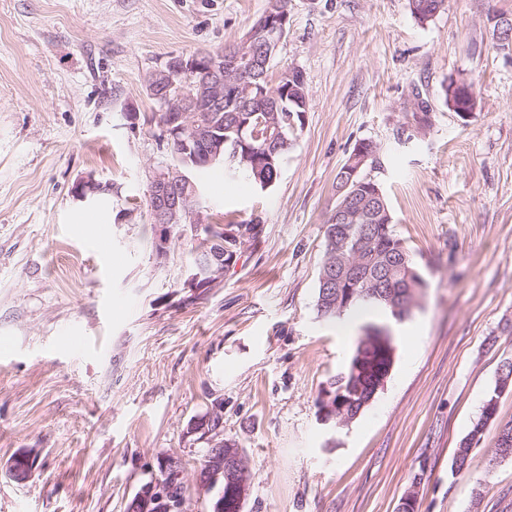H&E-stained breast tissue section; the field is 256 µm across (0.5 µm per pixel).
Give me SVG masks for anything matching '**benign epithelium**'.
<instances>
[{
	"label": "benign epithelium",
	"instance_id": "7a95c632",
	"mask_svg": "<svg viewBox=\"0 0 512 512\" xmlns=\"http://www.w3.org/2000/svg\"><path fill=\"white\" fill-rule=\"evenodd\" d=\"M289 12L281 4L272 2L265 12L246 31L245 40H253L257 34L267 36L268 54L276 52L287 34ZM266 67V63L250 60L230 50L218 54L201 52L189 57L173 55L163 66L153 70L147 77L148 92L158 98L177 86L184 78L197 80L202 91L198 96H178L171 101L162 123L163 136L170 144L179 147L178 162L157 172L150 182L148 198L152 223L162 226L164 234L158 240L159 253H164L165 245L173 228L188 226L199 232L202 225H209L206 238L199 249L201 259L191 267L186 281L188 288H209L224 278V251L212 248V245L224 241V237H240V233L230 227L219 228L209 224V217L204 210L190 204L191 197L183 191V187L192 184L190 173L193 168L205 161L213 164L224 156V137L215 129L195 121V116L202 111H211L228 105L235 107L237 112H274L284 108L288 101L303 104L295 96L282 100L280 95H288L289 89L282 93L269 91L272 83L262 84L257 71ZM234 75L230 82L224 81V73ZM246 88L252 96L250 103L240 105L239 92ZM456 98L452 99L453 110L467 117L471 114V100L474 98L473 87L465 83H456ZM257 130L246 119L240 123L236 149L248 153L253 142L258 140ZM102 191V186L88 178L76 183L74 193L85 199ZM357 268L351 264H342L337 278L338 288L333 292L335 305L346 308L356 295L354 288H345L343 284L360 280L356 275ZM35 457L29 451H21L14 455L9 464L10 476L23 481L28 478ZM162 478L144 485L136 493L135 501L145 507H155V512H178L181 506L182 463L177 457L169 456L160 463ZM216 473L225 479L228 497L219 499L213 504V512H244L250 481L246 472L245 457L242 449L226 444L222 440H211L206 455L204 470L196 471L195 480L198 486L206 491L212 490L208 476Z\"/></svg>",
	"mask_w": 512,
	"mask_h": 512
}]
</instances>
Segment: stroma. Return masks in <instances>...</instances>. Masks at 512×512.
Returning a JSON list of instances; mask_svg holds the SVG:
<instances>
[{"label":"stroma","mask_w":512,"mask_h":512,"mask_svg":"<svg viewBox=\"0 0 512 512\" xmlns=\"http://www.w3.org/2000/svg\"><path fill=\"white\" fill-rule=\"evenodd\" d=\"M267 0H0V512H126L179 457V512H210L194 473L210 440L242 448L245 512H512V458L494 460L512 391L454 454L512 360V0H290L269 72L303 73L304 126L267 190L202 177L212 222L258 220L213 288L183 283L196 243L155 245L148 188L171 162L146 78L172 55L237 40ZM472 82L475 112L445 102ZM430 105L420 121L414 99ZM393 227L426 282L392 323L384 389L349 425L319 420L377 311L318 317L336 175L360 142ZM103 187L80 199L73 187ZM219 416L212 434H189ZM29 478L8 474L19 451ZM446 0H409L413 17L420 23H426L445 8ZM483 414H484V412L482 411L480 418L473 425L469 434L460 443L459 447L456 448L454 458H457L460 461L458 472H462L464 469H466L467 463H468V458L470 455L471 447L468 445H465V443L468 444L470 441L472 442L477 437V444H478L483 436V433H484L486 427H487V423L483 422V420H482Z\"/></svg>","instance_id":"35a3bbf8"}]
</instances>
